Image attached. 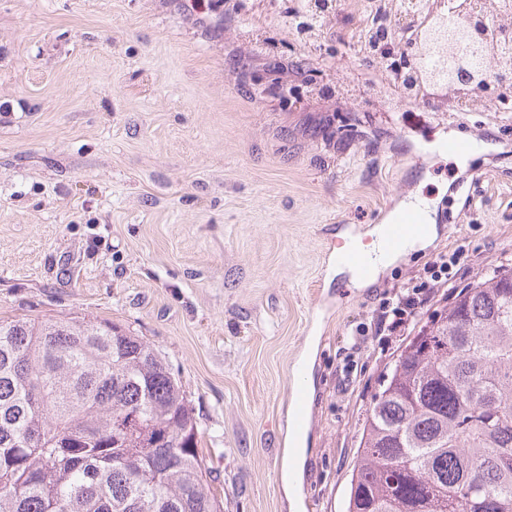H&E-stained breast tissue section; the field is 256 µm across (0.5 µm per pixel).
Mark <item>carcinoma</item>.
I'll return each mask as SVG.
<instances>
[{"mask_svg":"<svg viewBox=\"0 0 512 512\" xmlns=\"http://www.w3.org/2000/svg\"><path fill=\"white\" fill-rule=\"evenodd\" d=\"M406 0H365L372 18ZM335 0H292L285 28L313 45ZM408 52L375 58L391 37L376 26L359 53L382 83L415 99L455 58L419 54L441 22L432 0ZM462 28L470 0H448ZM485 72L512 68L497 31L512 0H484ZM459 112L487 104L471 87L448 89ZM198 422L181 381L146 342L96 318L0 319V512H224L206 479ZM346 512H512V267L483 275L436 312L385 371L362 419Z\"/></svg>","mask_w":512,"mask_h":512,"instance_id":"carcinoma-1","label":"carcinoma"}]
</instances>
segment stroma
I'll return each mask as SVG.
<instances>
[{"mask_svg":"<svg viewBox=\"0 0 512 512\" xmlns=\"http://www.w3.org/2000/svg\"><path fill=\"white\" fill-rule=\"evenodd\" d=\"M289 3L0 0V317L106 319L152 346L196 409L224 512H344L386 368L462 288L512 267V112L374 91L363 0H338L312 51L280 24ZM247 22L275 49L256 51ZM457 135L484 152L438 150ZM418 198L432 242L367 285L337 268L345 241ZM457 248L451 280L388 331L385 298Z\"/></svg>","mask_w":512,"mask_h":512,"instance_id":"35a3bbf8","label":"stroma"}]
</instances>
